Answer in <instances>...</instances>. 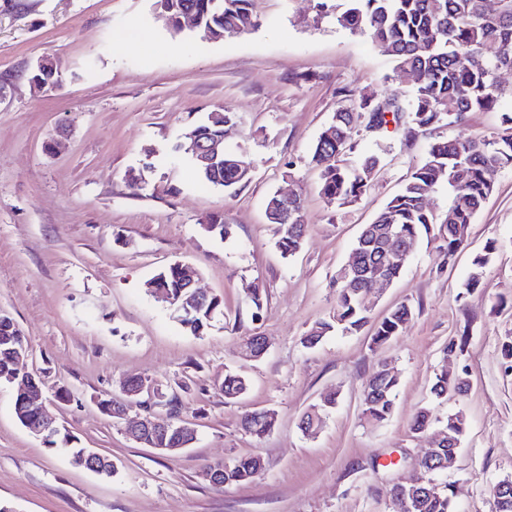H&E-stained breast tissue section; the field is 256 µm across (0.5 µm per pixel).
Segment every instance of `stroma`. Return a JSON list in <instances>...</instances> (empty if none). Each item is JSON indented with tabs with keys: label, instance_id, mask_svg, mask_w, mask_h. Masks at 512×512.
Returning a JSON list of instances; mask_svg holds the SVG:
<instances>
[{
	"label": "stroma",
	"instance_id": "1",
	"mask_svg": "<svg viewBox=\"0 0 512 512\" xmlns=\"http://www.w3.org/2000/svg\"><path fill=\"white\" fill-rule=\"evenodd\" d=\"M155 0H0V311L29 344L24 371L39 379L46 406L73 437L49 450L17 421L12 386H0V501L14 512H390L391 489L410 478L428 436L410 430L416 412L462 410L466 434L446 482L457 512H495L492 484L512 479V168L469 226L468 245L445 264L436 233L420 234L372 320L407 303L414 317L383 349L371 327L332 334L315 348L301 338L327 317L332 282L362 225L371 223L420 165L433 137L492 134L502 112L470 113L434 133L359 130L344 155L376 151L371 187L346 206H327L309 151L336 112L342 88L405 94L411 75L366 37L316 17V0H254L261 25L219 42L174 37ZM56 85L33 90L40 57ZM237 117L226 150L251 178L229 193L204 185L175 141L214 104ZM300 190L304 244L282 257L265 206ZM220 215L228 238L208 232ZM494 246L480 288L465 291L471 262ZM193 266L198 286L223 302L196 336L146 283L174 262ZM264 289L255 308L248 289ZM259 334L266 354L243 360L242 336ZM463 341L459 350L449 343ZM400 374L394 409L366 425L362 393L381 361ZM244 370L249 390L228 403L220 386ZM467 371L466 395L441 403L429 389L440 370ZM130 377L176 390L194 444L162 455L125 434L99 399ZM336 395L322 428L299 419L324 393ZM270 408L274 429L243 432L240 413ZM77 448L111 458L101 477L73 459ZM258 456L262 474L222 488L205 465Z\"/></svg>",
	"mask_w": 512,
	"mask_h": 512
}]
</instances>
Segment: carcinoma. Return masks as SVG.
Masks as SVG:
<instances>
[{"label": "carcinoma", "instance_id": "carcinoma-1", "mask_svg": "<svg viewBox=\"0 0 512 512\" xmlns=\"http://www.w3.org/2000/svg\"><path fill=\"white\" fill-rule=\"evenodd\" d=\"M166 15L173 18L192 10L200 20L195 35L202 40L218 42L227 35L241 34L261 25L251 9L252 0H155ZM317 16L333 17L336 26L370 39L382 52L391 57L396 68L413 77L414 85L404 97H385L366 94L355 89L343 90L349 107L336 113L332 139H317L310 150V162L319 170V194L329 206L355 202L371 186L380 157L374 153L345 166L342 157L350 146L353 134L362 122H376L381 133L389 126L412 127L428 131L441 126L465 122L470 112H484L503 99L512 102V87L504 88L500 74L512 71V0H499L498 8L489 12L485 0H317ZM504 129L492 136L474 135L467 138H447L434 141L423 162L406 179L402 190L394 195L375 216L372 223L362 226L356 238L349 264L356 268L361 281L384 278L396 279L403 270L394 259L383 254L380 239L386 234L398 236L410 243L437 219L427 207V197L442 183L448 185L450 200L448 221L438 235L445 242V262H450L463 247L465 237L460 230L468 228L481 211L495 186L497 173L512 166V113L503 117ZM205 141L224 136V127L204 118L191 126ZM199 179L225 191L241 189L249 180V172L238 159L226 155L224 165L209 172L196 164ZM464 177L457 178L458 172ZM294 212L288 223L276 228V244L284 255L295 254L302 246L307 225L302 222V199L293 193ZM494 248L477 255L464 283L466 292L479 288L485 267L493 260ZM152 282L164 289L183 307L188 289L181 265L171 263L156 275ZM372 307L365 293L336 284V300L326 319L317 323L301 338L306 348H313L332 332L352 333L370 320ZM221 312V301L210 297L202 304L182 312L181 325L194 335H201ZM413 319V310L400 304L374 327L371 342L383 348L392 338L402 334ZM28 344L14 320L0 321V382L19 370L18 356H27ZM377 386L362 399L363 417L368 424L379 426L391 416L399 373L382 363ZM456 377L448 371L435 374L431 387L438 400L448 399V386ZM248 388L246 376L229 371L224 376V399L236 400ZM336 404V398L325 397L315 411L303 413L300 422L307 427H319L323 412ZM438 418L429 407L414 416L411 430H427ZM440 422V421H438ZM276 413L271 409L245 411L239 417L243 431L258 438L275 426ZM440 430L450 442L440 449L448 458V449L458 448L466 430V418L461 411H450L440 422ZM221 485L238 484L255 479L263 470L260 457L250 456L231 464H222ZM446 469L428 473L432 482L428 491L404 501L392 499V512H455L447 484L438 481Z\"/></svg>", "mask_w": 512, "mask_h": 512}]
</instances>
